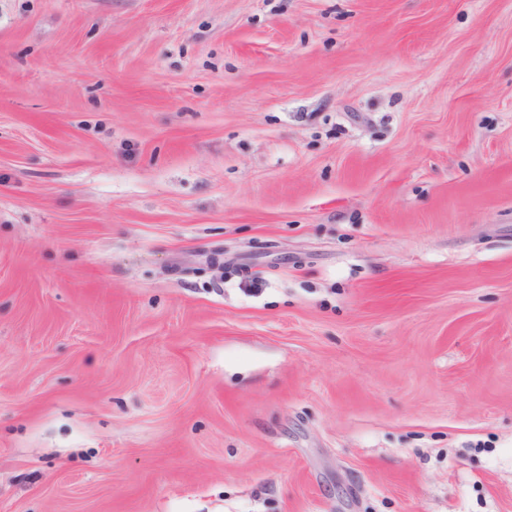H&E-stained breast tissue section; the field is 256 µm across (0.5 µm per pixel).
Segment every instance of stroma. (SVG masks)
Listing matches in <instances>:
<instances>
[{"label": "stroma", "instance_id": "stroma-1", "mask_svg": "<svg viewBox=\"0 0 512 512\" xmlns=\"http://www.w3.org/2000/svg\"><path fill=\"white\" fill-rule=\"evenodd\" d=\"M0 512H512V0H0Z\"/></svg>", "mask_w": 512, "mask_h": 512}]
</instances>
